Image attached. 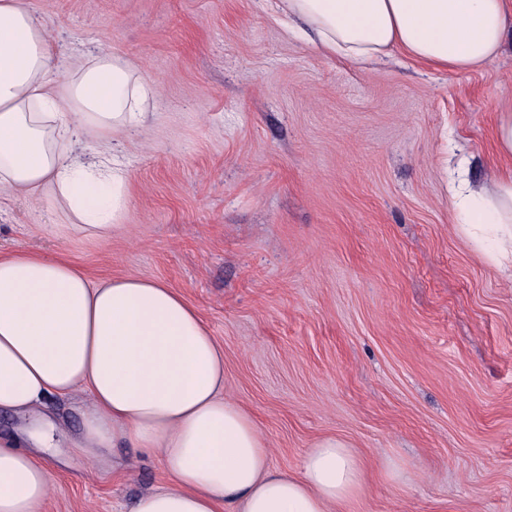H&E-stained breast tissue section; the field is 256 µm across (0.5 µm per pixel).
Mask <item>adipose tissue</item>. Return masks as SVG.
<instances>
[{
    "label": "adipose tissue",
    "instance_id": "adipose-tissue-1",
    "mask_svg": "<svg viewBox=\"0 0 512 512\" xmlns=\"http://www.w3.org/2000/svg\"><path fill=\"white\" fill-rule=\"evenodd\" d=\"M288 35L362 65L399 51L450 72L483 67L512 35V0H279ZM148 84L101 52L62 69L28 0H0V193H55L74 228L117 231L125 172L113 134L143 120ZM465 235L490 242L512 280V170L491 186L449 182ZM90 395L77 452L103 459L130 446L160 453L172 475L131 512H345L367 477L346 440L315 442L297 471L274 467L254 418L224 395V350L197 310L141 276L91 280L67 258L0 254V409L51 394ZM43 459L0 445V512H41Z\"/></svg>",
    "mask_w": 512,
    "mask_h": 512
}]
</instances>
